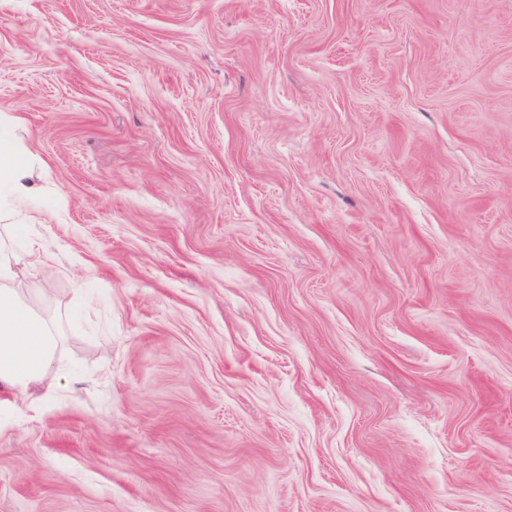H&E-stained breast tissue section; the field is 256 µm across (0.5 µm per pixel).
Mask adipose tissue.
<instances>
[{
  "label": "adipose tissue",
  "mask_w": 512,
  "mask_h": 512,
  "mask_svg": "<svg viewBox=\"0 0 512 512\" xmlns=\"http://www.w3.org/2000/svg\"><path fill=\"white\" fill-rule=\"evenodd\" d=\"M9 184L16 200L34 190L31 169L23 150L0 136V184ZM56 363L50 322L27 302L22 283L11 266L8 245L0 240V385L26 391L41 381Z\"/></svg>",
  "instance_id": "1"
}]
</instances>
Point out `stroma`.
<instances>
[{"mask_svg": "<svg viewBox=\"0 0 512 512\" xmlns=\"http://www.w3.org/2000/svg\"><path fill=\"white\" fill-rule=\"evenodd\" d=\"M0 115V512H512V0H0ZM8 123L9 120L0 115V184H9L16 200L22 202L32 195L34 184L24 151L14 141L1 134L2 124ZM52 324L27 302L0 235V385L26 392L56 363Z\"/></svg>", "mask_w": 512, "mask_h": 512, "instance_id": "stroma-1", "label": "stroma"}]
</instances>
